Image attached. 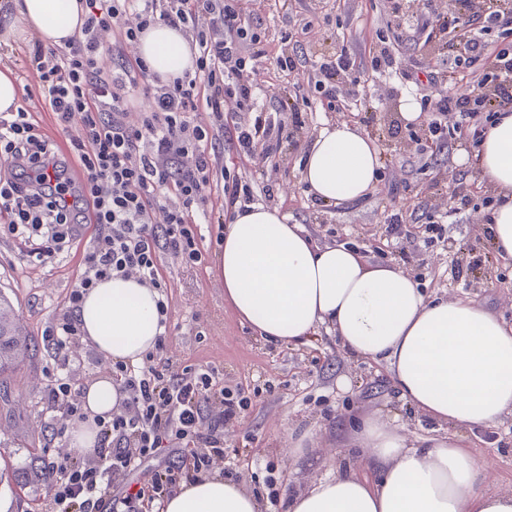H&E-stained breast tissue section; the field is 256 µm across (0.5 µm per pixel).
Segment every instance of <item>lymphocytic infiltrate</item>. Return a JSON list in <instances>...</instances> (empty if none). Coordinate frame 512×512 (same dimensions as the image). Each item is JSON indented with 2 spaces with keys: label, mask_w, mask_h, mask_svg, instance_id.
<instances>
[{
  "label": "lymphocytic infiltrate",
  "mask_w": 512,
  "mask_h": 512,
  "mask_svg": "<svg viewBox=\"0 0 512 512\" xmlns=\"http://www.w3.org/2000/svg\"><path fill=\"white\" fill-rule=\"evenodd\" d=\"M80 35L61 46L32 40L25 62L38 83L33 95L62 131L79 126L67 152L42 134L26 107L0 114V224L30 261L45 263L81 246L80 272L43 339L60 362L44 393L51 430L84 419L83 388L69 351L82 331L77 312L91 288L114 276L164 289L163 258L186 268L204 265L202 227L224 224L254 199L253 184L224 168L225 149L262 160L283 158L299 146L307 100L282 97L275 111L259 103L256 64L262 36L246 21L239 0H85ZM424 0L432 13L424 47L441 56L458 14L470 25L455 46L449 77L475 83V98L441 94L424 103L416 151L441 154L450 140L484 130L491 115L512 111V53L492 50V21L512 20L484 10L479 0ZM182 33L194 52L193 68L169 81L149 73L136 47L151 25ZM112 34L111 69L101 64L100 35ZM356 62L347 53L321 60L316 89L325 111L339 107L353 82ZM147 103L138 123L128 121L133 99ZM81 181H73L72 170ZM215 187L220 209L208 206ZM470 192L456 189L448 202L429 205L422 234L461 222ZM95 233L84 237L86 225ZM112 376L123 396L100 432L92 456H43L41 472L55 493L49 512H163L176 485L224 457V428L236 419L233 399L218 370L184 367L172 374L155 353L142 368L118 362ZM163 448L178 449L176 463L154 471L139 488L126 476Z\"/></svg>",
  "instance_id": "obj_1"
}]
</instances>
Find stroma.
Returning <instances> with one entry per match:
<instances>
[{
    "label": "stroma",
    "instance_id": "1",
    "mask_svg": "<svg viewBox=\"0 0 512 512\" xmlns=\"http://www.w3.org/2000/svg\"><path fill=\"white\" fill-rule=\"evenodd\" d=\"M246 17L260 20L266 33L267 55L259 65L261 103L274 109L275 96L290 92L308 97L311 115L301 136L302 146L288 150L277 170L267 171L258 160L228 151L224 166L248 180L267 175L273 200L256 193V203H270L304 225L320 244H344L373 264L384 262L413 277L427 298L477 302L512 324V260H498L492 271L473 265L476 257L491 252L480 188L484 181L475 156L466 146L452 144L447 155H410L400 149L385 112L377 101L386 98L400 109L404 99L420 101L435 95L430 83H403L394 75L375 74L370 50L387 18L389 0H336L333 9L314 22L307 33L282 43L284 21L307 13L312 0H240ZM422 33L404 34L394 44L400 66L413 72L448 68L450 56L430 58L422 52ZM298 53L305 67L298 75L277 68L281 47ZM346 51L356 62L354 87L359 109L324 111L314 90L315 63L321 55ZM346 123L371 137L377 147L382 177L363 200L325 205L313 200L301 178L303 146L325 127ZM450 192L462 184L476 186L462 223L446 227L445 242H415L407 254L387 248L373 251L384 236L391 200L403 206L405 225L419 222L426 208L423 193L431 182ZM78 259L69 255L52 263L28 262L18 241L0 231V295L14 305L15 314L31 341L29 357L0 387V500L7 512H31L54 494L47 480L31 477L33 464L44 452L67 454L63 439L53 437L43 404L44 390L57 370L55 356L43 340L65 296L71 289ZM462 267L453 277L454 267ZM169 298L170 330L162 358L174 371L184 366L212 367L224 375L228 390L247 388L249 404L238 421L224 433V460L212 466L215 474H234L238 484L261 503L262 512H285L291 491L335 473L337 461L355 458L357 442L350 419L377 417L398 426L408 437L430 435L432 423L399 394L386 364L356 356L343 349L335 336L318 331L308 343L288 345L260 337L243 323L224 299V287L209 266L181 267L164 259ZM312 431L315 444L303 458L293 456L294 437ZM467 442L478 459L493 465L492 489H512V417L474 434Z\"/></svg>",
    "mask_w": 512,
    "mask_h": 512
}]
</instances>
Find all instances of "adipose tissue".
Returning <instances> with one entry per match:
<instances>
[{
    "label": "adipose tissue",
    "instance_id": "ef3b65f1",
    "mask_svg": "<svg viewBox=\"0 0 512 512\" xmlns=\"http://www.w3.org/2000/svg\"><path fill=\"white\" fill-rule=\"evenodd\" d=\"M12 29L59 45L80 33L84 0H13ZM138 54L161 79L193 67L180 32L156 23ZM483 178L501 194L492 215V242L512 257V113L484 134L478 148ZM379 167L372 139L348 124L323 128L307 151L302 180L326 203L367 196ZM211 273L224 298L259 336L303 342L328 325L353 353L387 363L401 396L444 436L408 440L376 417L355 434L366 474L350 465L289 495L287 512H512V490L484 489L483 466L457 429L474 431L512 415V325L472 302L429 299L410 276L389 264L365 262L345 245L320 246L277 209L254 205L224 230ZM156 289L112 277L85 296L78 311L84 341L104 359L140 364L161 328ZM121 401L104 376L88 383L84 419L70 421L68 446L92 454L100 421ZM163 512H259L258 500L221 475L182 482Z\"/></svg>",
    "mask_w": 512,
    "mask_h": 512
}]
</instances>
